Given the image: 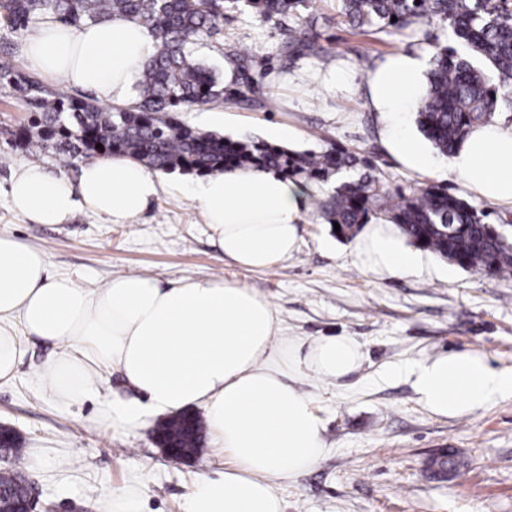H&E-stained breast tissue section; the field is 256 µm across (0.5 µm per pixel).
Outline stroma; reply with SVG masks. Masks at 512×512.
<instances>
[{
  "label": "stroma",
  "instance_id": "obj_1",
  "mask_svg": "<svg viewBox=\"0 0 512 512\" xmlns=\"http://www.w3.org/2000/svg\"><path fill=\"white\" fill-rule=\"evenodd\" d=\"M339 0H315V33L325 61L288 59L287 28L244 10L225 12L217 35L198 55L223 70L225 46L251 56L250 83L261 102H218L185 112L183 120L233 139L264 138L269 126L289 128L288 149L336 143L371 157L394 185H420L384 150L375 113L364 105L367 72L393 53L430 59L439 26L355 34ZM33 114L15 90L0 88V232L46 249L50 270L102 286L120 274L168 285L183 277L216 276L257 289L274 305L279 335L313 343L323 336L355 339L359 370L326 381L308 373L298 386L322 421L326 451L309 471L275 483L285 512H512V396L475 414L438 418L420 403L415 365L437 354L470 352L512 369V275H477L432 253L421 272L377 278L354 262L349 242L333 235L315 211L301 225L298 252L260 272L225 260L195 205L167 191L131 224H109L81 211L64 224H34L17 215L8 195L12 175L37 162L77 178L81 159L13 145L12 133ZM56 351L30 341L15 380L0 383V424L12 426L24 448L10 468L26 472L52 512H105L124 488L142 497L144 512H185L186 495L203 474L230 459L204 439L201 452L171 461L154 435L156 418L138 429H107L95 407L67 409L38 388L39 368ZM452 454L457 472H436L433 457Z\"/></svg>",
  "mask_w": 512,
  "mask_h": 512
}]
</instances>
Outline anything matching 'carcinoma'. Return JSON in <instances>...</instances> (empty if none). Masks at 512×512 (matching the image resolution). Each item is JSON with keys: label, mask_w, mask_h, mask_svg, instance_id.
Instances as JSON below:
<instances>
[{"label": "carcinoma", "mask_w": 512, "mask_h": 512, "mask_svg": "<svg viewBox=\"0 0 512 512\" xmlns=\"http://www.w3.org/2000/svg\"><path fill=\"white\" fill-rule=\"evenodd\" d=\"M340 2L341 13L361 33L434 23L446 30V41L432 45L428 92L415 110L420 133L442 156L450 155L472 126L491 121L500 105L512 107V0ZM241 6L271 22L307 7V0H0V20L17 31L37 33L35 18L47 11L74 23L120 15L139 21L155 39V51L135 84L137 95L115 109L92 97L67 96L1 63L0 84L10 85L39 113L36 126L42 133L33 139L21 128L16 137L40 151L70 157L123 155L158 171L280 173L320 188L311 195L315 211L325 223H338L346 239L375 218L399 225L413 244L464 270L512 273V240L495 233L488 212L451 194L445 184L394 187L374 162L340 147L295 151L182 122L179 113L192 107L237 99L248 53L234 46L224 49L234 74L226 84L194 55V45L217 33L226 9ZM282 51L290 59L328 54L315 37H290ZM349 172L355 176L323 190L332 177ZM156 433L158 441L176 439L184 448H197L202 441V427L190 414L161 421ZM0 494L25 497L15 471L0 470Z\"/></svg>", "instance_id": "cac0c4a2"}]
</instances>
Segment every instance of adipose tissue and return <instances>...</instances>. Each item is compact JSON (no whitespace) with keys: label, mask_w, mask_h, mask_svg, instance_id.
<instances>
[{"label":"adipose tissue","mask_w":512,"mask_h":512,"mask_svg":"<svg viewBox=\"0 0 512 512\" xmlns=\"http://www.w3.org/2000/svg\"><path fill=\"white\" fill-rule=\"evenodd\" d=\"M38 37L23 48L29 67L50 80L89 89L123 105L154 37L123 16L66 24L46 13ZM425 63L409 54L389 57L368 71L365 105L375 112L380 141L400 167L416 177H444L475 199L512 207V125L472 127L453 154L438 162L406 117L425 95ZM160 173L125 157L82 166L77 180L31 163L10 182L13 210L36 224H61L87 210L110 224H130L158 196ZM196 203L226 260L261 271L298 250L300 224L311 189L266 171H227L177 188ZM351 253L365 272H417L419 251L395 225L365 226ZM39 248L0 232V381H11L30 340L59 345L38 375V386L67 408L94 403L96 421L140 426L148 417L203 407L212 434L234 463L191 487L185 512H284L275 481L312 468L325 444L322 423L296 378L310 371L338 380L363 360L348 336H324L310 345L279 338L272 303L257 290L223 278H185L172 287L136 274L91 288L52 274ZM120 372L130 398L103 394L105 377ZM415 387L432 415L476 413L512 395V370L492 367L473 353H443L419 363Z\"/></svg>","instance_id":"1"}]
</instances>
